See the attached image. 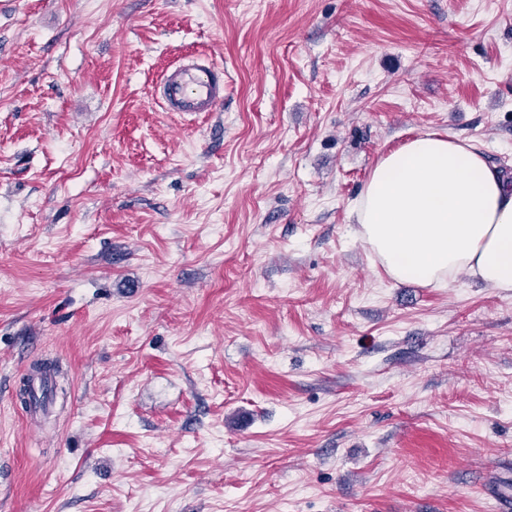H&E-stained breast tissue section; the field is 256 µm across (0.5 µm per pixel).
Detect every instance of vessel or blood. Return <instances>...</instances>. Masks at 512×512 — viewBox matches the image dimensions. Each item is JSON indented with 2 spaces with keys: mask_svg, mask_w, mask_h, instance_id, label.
<instances>
[{
  "mask_svg": "<svg viewBox=\"0 0 512 512\" xmlns=\"http://www.w3.org/2000/svg\"><path fill=\"white\" fill-rule=\"evenodd\" d=\"M154 98L167 112L217 111L224 103V74L208 55L189 57L161 76Z\"/></svg>",
  "mask_w": 512,
  "mask_h": 512,
  "instance_id": "1",
  "label": "vessel or blood"
}]
</instances>
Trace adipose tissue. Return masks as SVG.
Segmentation results:
<instances>
[{"label":"adipose tissue","instance_id":"1","mask_svg":"<svg viewBox=\"0 0 512 512\" xmlns=\"http://www.w3.org/2000/svg\"><path fill=\"white\" fill-rule=\"evenodd\" d=\"M352 215L394 280L437 286L464 272L512 288V180L470 143L418 135L378 162Z\"/></svg>","mask_w":512,"mask_h":512}]
</instances>
